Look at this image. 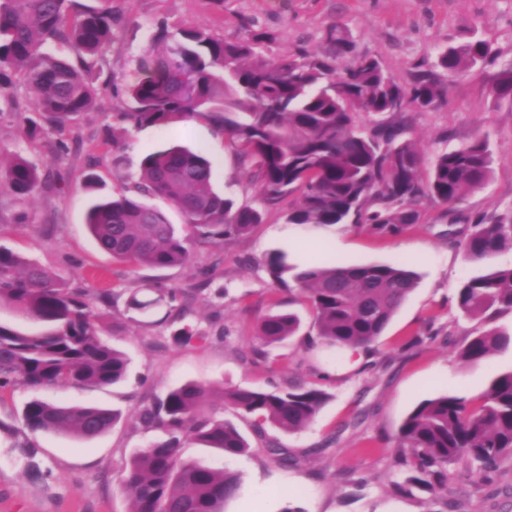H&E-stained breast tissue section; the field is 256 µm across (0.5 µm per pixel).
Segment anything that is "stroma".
<instances>
[{"instance_id":"35a3bbf8","label":"stroma","mask_w":512,"mask_h":512,"mask_svg":"<svg viewBox=\"0 0 512 512\" xmlns=\"http://www.w3.org/2000/svg\"><path fill=\"white\" fill-rule=\"evenodd\" d=\"M112 6L124 22L100 65L119 86L134 79L151 31L161 22L205 27L227 40L241 36L250 24L272 34L271 57L322 52L326 30L336 26L355 54L378 59L396 81L406 83L417 68L434 63L448 41L483 21V32L497 51L495 64L448 79L446 104L409 111L405 123L427 156L487 138L494 159L491 178L483 189L467 192L461 206L490 215L512 208V104L495 101L489 93L497 74L512 65V0H112ZM33 98L19 77L9 95H0V161L22 155L60 173L65 183L59 190L37 189L24 203L0 188V244L63 276L88 275L98 288L132 292L144 280L156 279L183 289L185 320L204 337L175 344L163 306L146 313L114 308L107 341L127 355L126 379L101 388L58 386L43 392L60 403L121 411L110 431L90 440L30 433L21 412L31 390L0 394V512H127L124 466L158 437L141 426V407L188 381L219 389L263 388L272 380L283 386L315 384L329 395L304 431L267 430L297 455L295 465L268 456L254 437L251 419L225 408L217 395L209 411L249 437L250 450L227 457L191 442L181 450L184 461H202L239 477L240 492L225 512H431L428 494L398 490L407 473L388 438L421 401L444 394L478 397L497 375L512 370V349L474 365L458 359L455 341L479 323L459 316L453 302L463 278L512 264V252L488 264L468 263L441 237L447 220L443 205L434 202L423 207L417 226L399 237L352 227L323 235L284 223L281 215L288 205L283 202L249 237L199 249L187 265L133 268L96 247L85 216L94 195L127 192L146 154L169 143L206 154L218 188L241 203L256 202L255 183L228 148L225 134L206 121L134 129L114 119L125 110V97L107 93L77 125L32 139L15 107ZM106 127L114 137L110 145L102 138ZM62 142L69 152H59ZM90 173L95 176L91 185L86 182ZM21 212L28 223H17ZM276 249L299 266L307 264L313 250L327 266L402 262L417 273L418 283L372 350L326 344L309 349L297 337L268 348L266 361L257 363L256 322L273 301L288 299L287 292L274 291L265 268L268 253ZM203 267L212 284L200 290L196 283ZM428 331L435 341L415 344V337ZM448 500L456 512H512V462L502 464L487 482L456 469Z\"/></svg>"}]
</instances>
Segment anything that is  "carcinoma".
<instances>
[{
	"mask_svg": "<svg viewBox=\"0 0 512 512\" xmlns=\"http://www.w3.org/2000/svg\"><path fill=\"white\" fill-rule=\"evenodd\" d=\"M122 17L112 0L88 6L81 0H0V92L19 74L35 91L26 117L30 135L49 125L74 123L97 104L98 76L86 58L101 54L115 37ZM273 36L246 28L228 41L205 27L172 30L159 24L149 49L139 58L137 78L127 85L126 111L117 119L135 128H167L201 119L224 131L228 147L257 184L260 204L239 205L215 186L211 161L174 145L146 155L132 193L102 198L91 205L86 224L97 246L135 267L167 269L189 263L201 247L247 236L267 209L289 198L284 223L315 229L354 228L397 237L417 224L421 206H446L449 224L467 223L459 245L475 263L512 251V209L488 219L458 209L467 190L484 187L493 157L477 139L434 155L423 172L421 150L403 137L401 109L425 110L444 99L445 78L495 63L492 42L474 26L470 35L441 50L437 69L416 72L398 83L379 60L363 56L338 69L349 43L337 28L326 31L325 51L269 60ZM48 43L75 47L73 59L43 52ZM498 101L512 102V66L491 88ZM60 178L41 172L18 155L0 184L23 200ZM166 199L183 216L182 227L145 198ZM275 285L296 292L313 313L317 337L340 348H367L385 331L417 286L415 274L397 264L347 268L309 262L299 270L283 251L265 261ZM141 289L157 294L127 307L149 310L179 291L158 281ZM112 288L73 287L53 271L0 244V308L36 319L48 329L28 334L0 324V392L26 386L41 390L60 385L105 387L127 375L126 355L102 342L104 315L95 304L117 306ZM460 315L491 322L512 313V265L463 280L454 294ZM299 315L271 310L257 324L265 346L298 334ZM512 346V331L489 327L467 336L458 358L476 364ZM213 389L186 382L140 410L146 429L165 439L134 453L125 467L123 488L128 512H223L240 489L237 476L203 462H185L179 449L187 441L217 448L226 456L250 449L230 421L204 413ZM224 404L254 418V433L264 450L288 465V449L266 437L265 424L297 433L317 416L329 394L316 385L293 382L269 389L229 388ZM118 411L94 405H67L34 396L22 410L31 433L94 438L120 420ZM399 460L412 475L407 488L448 501L450 466L477 465L491 478L512 459V370L496 376L477 399L441 395L419 403L394 437Z\"/></svg>",
	"mask_w": 512,
	"mask_h": 512,
	"instance_id": "cac0c4a2",
	"label": "carcinoma"
}]
</instances>
